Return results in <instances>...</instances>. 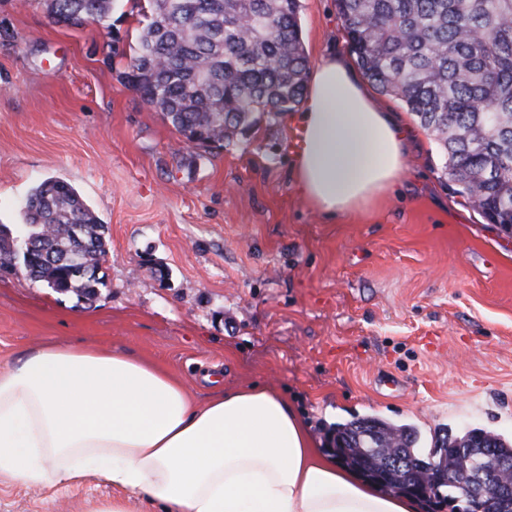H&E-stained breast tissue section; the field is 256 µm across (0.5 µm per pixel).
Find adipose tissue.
I'll list each match as a JSON object with an SVG mask.
<instances>
[{"mask_svg": "<svg viewBox=\"0 0 512 512\" xmlns=\"http://www.w3.org/2000/svg\"><path fill=\"white\" fill-rule=\"evenodd\" d=\"M299 193L332 221L394 191L414 134L381 111L340 57L310 72L294 115ZM0 475L29 486L97 476L119 495L88 512H416L325 455L287 399L257 384L197 403L161 367L122 353L44 345L0 368Z\"/></svg>", "mask_w": 512, "mask_h": 512, "instance_id": "ef3b65f1", "label": "adipose tissue"}]
</instances>
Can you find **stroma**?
<instances>
[{
  "mask_svg": "<svg viewBox=\"0 0 512 512\" xmlns=\"http://www.w3.org/2000/svg\"><path fill=\"white\" fill-rule=\"evenodd\" d=\"M146 20L117 0L108 26L55 23L43 0H0V224L32 188L66 181L106 227L95 296L0 275V366L39 344L121 351L198 400L253 383L281 391L319 448L357 418L512 440V236L465 203L431 133L376 206L326 222L299 195L287 115L231 144H187L120 77ZM309 60L351 52L336 0H301ZM112 488L0 478V512H84Z\"/></svg>",
  "mask_w": 512,
  "mask_h": 512,
  "instance_id": "stroma-1",
  "label": "stroma"
}]
</instances>
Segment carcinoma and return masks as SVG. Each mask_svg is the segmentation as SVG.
<instances>
[{
    "label": "carcinoma",
    "mask_w": 512,
    "mask_h": 512,
    "mask_svg": "<svg viewBox=\"0 0 512 512\" xmlns=\"http://www.w3.org/2000/svg\"><path fill=\"white\" fill-rule=\"evenodd\" d=\"M116 0H46L51 16L92 17L106 24ZM349 48L366 79L396 97L436 139L444 174L467 202L478 200L491 224H512V0H336ZM300 0H148V23L123 77L187 141L231 143L267 115L301 103L309 69L301 38ZM29 225L19 273L60 293H96L99 277L71 273L53 248L80 247L98 269L105 230L78 192L47 180L28 195ZM83 229V245L71 228ZM501 456L512 442L481 430ZM336 457L386 491L403 483L384 466L382 441L402 459H421L418 436L375 417L335 431ZM424 500L474 512L455 477Z\"/></svg>",
    "instance_id": "1"
}]
</instances>
